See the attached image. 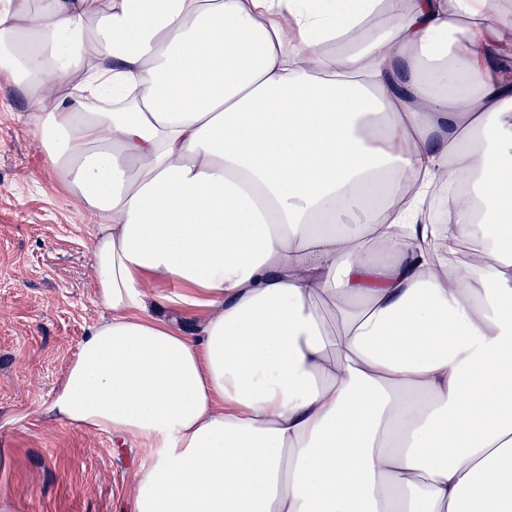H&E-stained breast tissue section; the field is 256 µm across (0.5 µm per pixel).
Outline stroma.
Listing matches in <instances>:
<instances>
[{
    "label": "stroma",
    "instance_id": "35a3bbf8",
    "mask_svg": "<svg viewBox=\"0 0 512 512\" xmlns=\"http://www.w3.org/2000/svg\"><path fill=\"white\" fill-rule=\"evenodd\" d=\"M93 214L44 164L26 99L0 84V496L23 512H133L131 483L155 448L46 420L44 408L88 328Z\"/></svg>",
    "mask_w": 512,
    "mask_h": 512
}]
</instances>
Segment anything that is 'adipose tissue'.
Returning a JSON list of instances; mask_svg holds the SVG:
<instances>
[{"label": "adipose tissue", "mask_w": 512, "mask_h": 512, "mask_svg": "<svg viewBox=\"0 0 512 512\" xmlns=\"http://www.w3.org/2000/svg\"><path fill=\"white\" fill-rule=\"evenodd\" d=\"M498 27L501 0H0V82L97 218L106 316L46 413L155 445L134 512H512ZM76 75L112 107L48 98ZM160 314L175 319L177 325L189 336L198 331L203 316L200 310L176 306L164 307L160 310Z\"/></svg>", "instance_id": "obj_1"}]
</instances>
